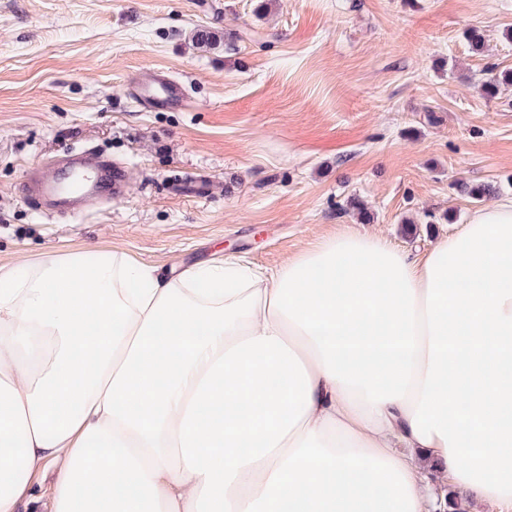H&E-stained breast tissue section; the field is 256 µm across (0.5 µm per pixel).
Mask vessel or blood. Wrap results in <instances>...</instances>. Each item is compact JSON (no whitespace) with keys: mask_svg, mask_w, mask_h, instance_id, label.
Masks as SVG:
<instances>
[{"mask_svg":"<svg viewBox=\"0 0 512 512\" xmlns=\"http://www.w3.org/2000/svg\"><path fill=\"white\" fill-rule=\"evenodd\" d=\"M133 98L154 110H175L188 100L184 84L161 72L137 78ZM125 169L91 150H66L51 167L26 176L24 194L56 219H68L107 198H121Z\"/></svg>","mask_w":512,"mask_h":512,"instance_id":"obj_1","label":"vessel or blood"}]
</instances>
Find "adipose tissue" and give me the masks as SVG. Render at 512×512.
<instances>
[{"mask_svg": "<svg viewBox=\"0 0 512 512\" xmlns=\"http://www.w3.org/2000/svg\"><path fill=\"white\" fill-rule=\"evenodd\" d=\"M512 512V200L422 255L0 269V512Z\"/></svg>", "mask_w": 512, "mask_h": 512, "instance_id": "obj_1", "label": "adipose tissue"}]
</instances>
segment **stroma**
Returning a JSON list of instances; mask_svg holds the SVG:
<instances>
[{
	"instance_id": "obj_1",
	"label": "stroma",
	"mask_w": 512,
	"mask_h": 512,
	"mask_svg": "<svg viewBox=\"0 0 512 512\" xmlns=\"http://www.w3.org/2000/svg\"><path fill=\"white\" fill-rule=\"evenodd\" d=\"M509 28L512 0H0V267L99 248L269 270L340 230L426 248L477 210L461 184L512 198V86L479 90L512 70ZM154 68L188 109L130 96ZM66 149L123 163L126 196L36 210L21 184Z\"/></svg>"
}]
</instances>
